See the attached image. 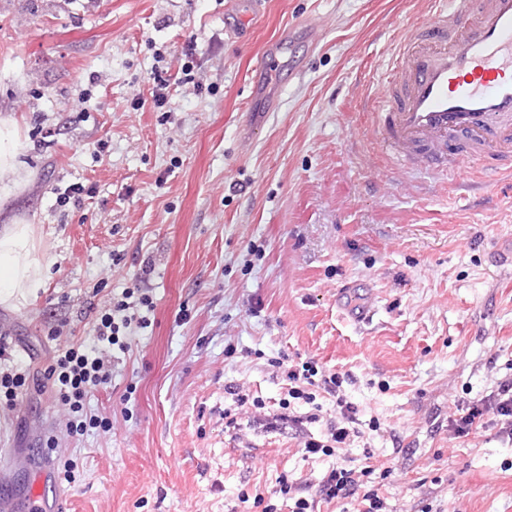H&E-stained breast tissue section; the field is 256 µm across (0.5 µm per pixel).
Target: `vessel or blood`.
Segmentation results:
<instances>
[{
	"label": "vessel or blood",
	"instance_id": "obj_1",
	"mask_svg": "<svg viewBox=\"0 0 512 512\" xmlns=\"http://www.w3.org/2000/svg\"><path fill=\"white\" fill-rule=\"evenodd\" d=\"M321 36L303 22L270 41L251 77L252 97L289 44L308 49ZM370 115L394 166L444 175L475 160L489 176L511 174L512 0H438L397 49ZM52 487V476L37 470L24 501L0 494V512H60Z\"/></svg>",
	"mask_w": 512,
	"mask_h": 512
}]
</instances>
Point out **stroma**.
I'll use <instances>...</instances> for the list:
<instances>
[{
  "label": "stroma",
  "instance_id": "stroma-1",
  "mask_svg": "<svg viewBox=\"0 0 512 512\" xmlns=\"http://www.w3.org/2000/svg\"><path fill=\"white\" fill-rule=\"evenodd\" d=\"M0 0V119L18 166L0 225H32L49 278L0 305V374L44 370L66 342L108 359L72 436L54 392L0 399V478L22 496L43 438L77 461L64 512H290L336 456L308 454L336 414L298 432L257 413L228 426L226 385L276 410L271 359L347 375L362 423L349 455L392 469V512H512V440L448 431L453 404L512 378V174L462 164L455 182L393 168L368 102L431 0ZM309 21L323 38L275 112L248 114L265 44ZM189 63L156 106L154 73ZM81 186L79 202L67 201ZM149 295L129 351L93 326L123 291ZM367 306L365 318L346 308Z\"/></svg>",
  "mask_w": 512,
  "mask_h": 512
}]
</instances>
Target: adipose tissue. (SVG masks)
Segmentation results:
<instances>
[{"mask_svg":"<svg viewBox=\"0 0 512 512\" xmlns=\"http://www.w3.org/2000/svg\"><path fill=\"white\" fill-rule=\"evenodd\" d=\"M36 251L31 225L17 221L0 226V303L36 294L42 287L43 268Z\"/></svg>","mask_w":512,"mask_h":512,"instance_id":"adipose-tissue-1","label":"adipose tissue"}]
</instances>
